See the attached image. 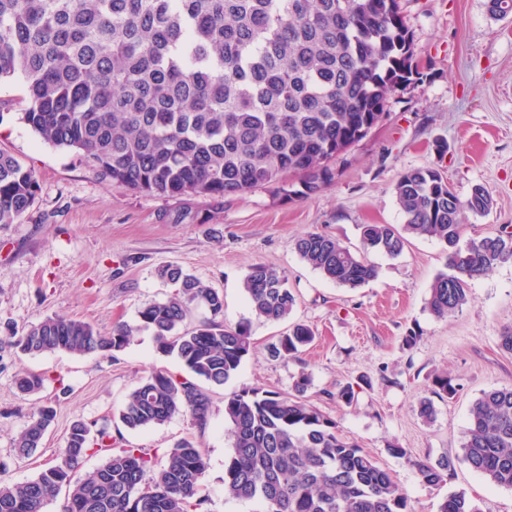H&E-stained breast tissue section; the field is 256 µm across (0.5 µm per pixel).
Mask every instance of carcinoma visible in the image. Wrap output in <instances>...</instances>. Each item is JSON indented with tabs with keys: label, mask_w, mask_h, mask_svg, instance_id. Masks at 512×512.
<instances>
[{
	"label": "carcinoma",
	"mask_w": 512,
	"mask_h": 512,
	"mask_svg": "<svg viewBox=\"0 0 512 512\" xmlns=\"http://www.w3.org/2000/svg\"><path fill=\"white\" fill-rule=\"evenodd\" d=\"M420 75L399 0H0V81L26 85L21 121L45 142L73 150L85 164L127 189L168 197H224L278 184L299 174L306 193L333 177V163L380 123L388 95ZM39 189L35 172L0 152V227L17 223ZM393 192L402 229L361 226L363 251L309 232L294 248L325 278L358 288L377 276L368 252L400 255L412 237L446 249V270L430 285L426 306L450 318L468 303V284L512 263V231L463 239L464 212L486 215L492 197L482 185L467 200L432 167L402 172ZM175 291L139 311L136 325L108 335L92 324L47 316L8 345L26 355L83 356L124 351L133 336L152 332L157 350L177 357L187 375L154 370L130 393L117 425L141 431L188 413L206 426L212 399L202 387L223 386L251 351L249 326L224 325V295L180 267L158 270ZM255 315L288 318L296 300L287 277L257 263L244 278ZM199 307L209 317L186 322ZM313 339L296 324L272 346L291 356ZM261 388L224 399L232 454L224 463V494L256 502L261 512H408L390 473L342 436L336 422L299 398ZM24 394L42 376L15 378ZM459 385L438 374L431 394ZM56 419L40 406L14 450L30 456ZM461 460L493 484L512 489V385L481 393L472 404ZM102 464L76 475L86 457ZM207 462L202 445L182 439L160 468L143 448H112L110 426L77 419L60 463L17 484L0 481V512H45L67 490L66 512H205L200 494ZM422 481L438 486L454 460L417 464ZM439 512H482L465 492H452Z\"/></svg>",
	"instance_id": "obj_1"
}]
</instances>
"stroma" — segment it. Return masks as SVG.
Here are the masks:
<instances>
[{
    "mask_svg": "<svg viewBox=\"0 0 512 512\" xmlns=\"http://www.w3.org/2000/svg\"><path fill=\"white\" fill-rule=\"evenodd\" d=\"M400 3L423 76L397 87L385 103L386 118L341 155L333 179L308 196L288 197L271 186L224 198L130 191L87 168L75 151L44 143L20 120L24 82H0V151L34 169L39 183L21 221L0 228V336L54 315L104 333L136 324L139 310L173 292L157 275L166 264L223 292L226 325L250 324L253 348L238 372L213 389L206 426L179 414L112 441L116 449H146L158 464L179 440L200 442L208 512L257 508L224 496V462L232 452L225 396L253 387L285 394L303 372L310 377L306 399L391 474L410 512H438L456 491L482 512H512V489L488 483L457 459L472 403L485 390L512 384V355L498 346L502 329L512 325V263L472 281L468 304L444 320L425 307L430 284L445 269L438 241L414 238L397 257L373 255L377 278L354 289L324 278L294 249L299 236L319 232L358 251L361 225H401L392 187L401 172L418 167L442 169L463 199L474 185L488 189L493 206L485 216H466L467 236L512 226V16L493 17L489 0ZM440 141L448 146L442 154ZM257 263L287 276L296 298L288 320L253 316L243 281ZM294 323L309 325L314 340L294 356H271L269 345ZM411 328L421 340L408 350L401 340ZM159 367L183 371L175 357L158 352L148 331L114 357L0 349L6 480L23 482L60 462L73 420L112 422L141 379ZM21 372L43 375L41 391L19 393L14 377ZM441 372L458 384L455 396L432 397V380ZM347 384L356 391L353 403L333 400ZM427 396L435 408L428 422L418 412ZM43 403L55 407V422L33 455L17 457L14 440ZM393 441L407 449L406 457L388 453ZM447 457L456 461L452 479L423 483L417 463Z\"/></svg>",
    "mask_w": 512,
    "mask_h": 512,
    "instance_id": "35a3bbf8",
    "label": "stroma"
}]
</instances>
